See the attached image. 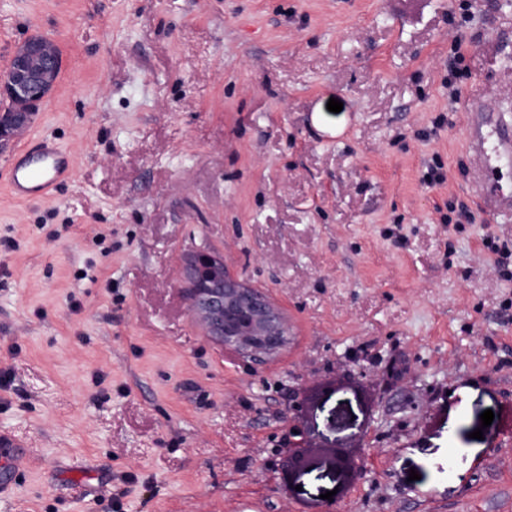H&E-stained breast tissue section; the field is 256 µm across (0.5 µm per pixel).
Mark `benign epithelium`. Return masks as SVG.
Segmentation results:
<instances>
[{
  "label": "benign epithelium",
  "instance_id": "benign-epithelium-1",
  "mask_svg": "<svg viewBox=\"0 0 512 512\" xmlns=\"http://www.w3.org/2000/svg\"><path fill=\"white\" fill-rule=\"evenodd\" d=\"M60 64L58 47L46 38L30 37L17 49L6 74L0 77V93L16 104L7 118L0 120V145L31 126L39 105L53 90ZM182 274L189 288L190 310L213 342L234 348L256 365L286 347L288 326L279 309L262 290L231 275L220 252L207 245L186 251ZM337 393L333 388L322 391L318 414L303 433H315L320 426L333 423L334 410L326 406ZM332 469L349 481L362 473L341 448L336 449Z\"/></svg>",
  "mask_w": 512,
  "mask_h": 512
}]
</instances>
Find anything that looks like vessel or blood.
<instances>
[{"instance_id":"vessel-or-blood-1","label":"vessel or blood","mask_w":512,"mask_h":512,"mask_svg":"<svg viewBox=\"0 0 512 512\" xmlns=\"http://www.w3.org/2000/svg\"><path fill=\"white\" fill-rule=\"evenodd\" d=\"M467 149L473 158L469 173L478 191L481 209L490 215H512V184L505 182L501 160H512V114L486 96L467 98ZM72 152L45 142L32 147L29 134L20 137V148L9 163V192L20 201H33L72 174Z\"/></svg>"}]
</instances>
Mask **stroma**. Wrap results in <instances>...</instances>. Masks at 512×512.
<instances>
[{"mask_svg":"<svg viewBox=\"0 0 512 512\" xmlns=\"http://www.w3.org/2000/svg\"><path fill=\"white\" fill-rule=\"evenodd\" d=\"M460 30L463 96L512 102V0H0V75L56 43L31 132L76 155L22 203L0 151V512H512V219L468 180ZM201 242L286 316L278 355L204 336ZM327 387L301 444L364 473L284 481ZM465 36L458 35L455 38L451 48V63L448 70V92L451 98L457 100L461 96V88L458 80L464 76L465 72L460 66L465 60V51L467 49ZM337 393H338V391L333 388H325L322 391L321 396L318 401V404H317V410L319 411V415H317L315 413L314 417L312 418V420L309 423H307L306 427L302 428L304 434L318 432L321 425L329 426L333 423L335 408L327 410V414H325V412H326V406H327L328 402Z\"/></svg>","mask_w":512,"mask_h":512,"instance_id":"1","label":"stroma"}]
</instances>
